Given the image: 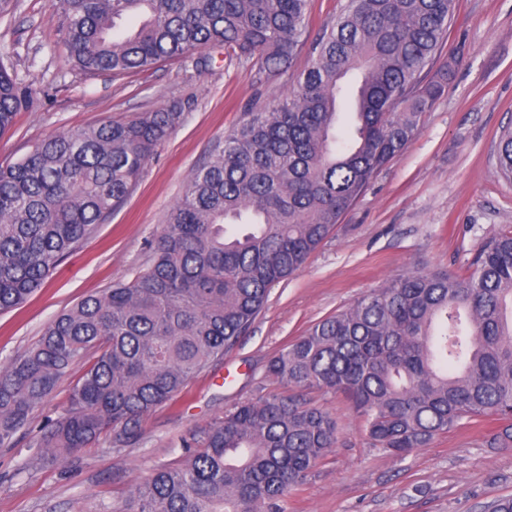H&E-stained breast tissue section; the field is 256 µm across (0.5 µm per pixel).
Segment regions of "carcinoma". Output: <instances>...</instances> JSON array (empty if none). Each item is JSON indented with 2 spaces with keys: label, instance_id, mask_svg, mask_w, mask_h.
<instances>
[{
  "label": "carcinoma",
  "instance_id": "carcinoma-1",
  "mask_svg": "<svg viewBox=\"0 0 512 512\" xmlns=\"http://www.w3.org/2000/svg\"><path fill=\"white\" fill-rule=\"evenodd\" d=\"M63 45L85 72L125 75L222 44L290 66L308 0H55ZM454 0H347L315 38L291 92L224 138L188 176L147 268L63 310L0 368V447L29 430L71 367L94 361L38 443L59 460L109 429L128 433L221 360L300 271L445 92L426 83ZM137 29L121 30L128 16ZM32 89L0 65V136ZM182 118L174 107L37 142L0 165V312L25 304L139 182ZM496 168L512 179V126ZM267 376L297 394L238 405L183 464L137 488L131 512H282L280 502L337 444L336 420L301 392L344 395L379 448H425L463 419L493 417L490 448L512 446V233L486 239L471 270L409 271L275 353Z\"/></svg>",
  "mask_w": 512,
  "mask_h": 512
}]
</instances>
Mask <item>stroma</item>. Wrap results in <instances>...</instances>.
I'll return each instance as SVG.
<instances>
[{
    "label": "stroma",
    "mask_w": 512,
    "mask_h": 512,
    "mask_svg": "<svg viewBox=\"0 0 512 512\" xmlns=\"http://www.w3.org/2000/svg\"><path fill=\"white\" fill-rule=\"evenodd\" d=\"M13 3L11 14L0 19V64L35 96L0 136V165L52 133L171 104L182 119L112 216L23 306L0 314V367L62 310L145 269L149 244L189 173L206 165L248 113L288 93L295 74L312 60L305 45L290 69L262 76L257 58L232 57L211 45L145 73L91 74L66 56L50 0ZM441 69L448 86L422 115L416 137L373 177L304 268L272 288L223 360L145 414L133 437L120 440L111 431L65 460L46 462L37 444L47 420L66 407L86 363L73 366L34 414L27 434L14 447H0V512H122L137 484L187 457L182 438L242 401L291 395V387L267 377L266 365L311 325L407 271L467 272L486 238L512 230V181L495 165L499 132L512 124V0H456L434 64L421 77ZM304 396L335 417L338 442L289 491L284 512H486L493 501L512 496V448L485 445L497 427L494 419L462 420L429 447L395 457L373 445L341 395L312 389Z\"/></svg>",
    "instance_id": "35a3bbf8"
}]
</instances>
